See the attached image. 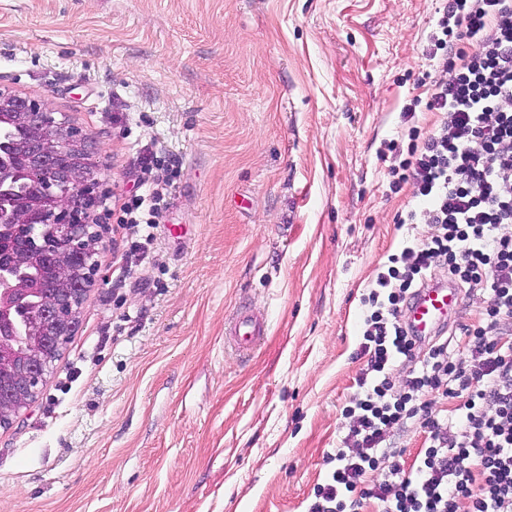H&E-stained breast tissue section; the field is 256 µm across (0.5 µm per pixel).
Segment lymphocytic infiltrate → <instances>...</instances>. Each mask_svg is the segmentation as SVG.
<instances>
[{
    "label": "lymphocytic infiltrate",
    "instance_id": "obj_1",
    "mask_svg": "<svg viewBox=\"0 0 512 512\" xmlns=\"http://www.w3.org/2000/svg\"><path fill=\"white\" fill-rule=\"evenodd\" d=\"M433 38L448 79L427 102L444 113L440 128L399 165L412 181L428 232L390 258L363 317L367 369L344 413L353 417L354 446L314 489L309 512H512V0H448ZM463 47L449 50V38ZM167 207L162 191L134 195L119 224L140 234ZM447 277L481 293V323L463 329L468 360L447 343L421 340L403 320L420 288ZM405 367L402 380L393 376ZM455 403L454 416L432 411V394ZM420 418L429 445L416 466H383L389 428Z\"/></svg>",
    "mask_w": 512,
    "mask_h": 512
}]
</instances>
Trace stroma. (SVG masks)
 <instances>
[{"label": "stroma", "mask_w": 512, "mask_h": 512, "mask_svg": "<svg viewBox=\"0 0 512 512\" xmlns=\"http://www.w3.org/2000/svg\"><path fill=\"white\" fill-rule=\"evenodd\" d=\"M446 0H0V89L81 127L100 268L31 410L0 428V512H307L367 367L362 300L425 235L391 169L437 130ZM176 174L147 253L114 213ZM481 294L461 296L446 338ZM266 320L246 357L225 322Z\"/></svg>", "instance_id": "1"}]
</instances>
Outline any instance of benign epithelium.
I'll use <instances>...</instances> for the list:
<instances>
[{
    "label": "benign epithelium",
    "mask_w": 512,
    "mask_h": 512,
    "mask_svg": "<svg viewBox=\"0 0 512 512\" xmlns=\"http://www.w3.org/2000/svg\"><path fill=\"white\" fill-rule=\"evenodd\" d=\"M97 173L81 128L38 100L0 91V235L24 229L30 242L0 259V428L38 400L78 326L97 273L92 210L107 195ZM20 174L37 177L34 196L18 190ZM43 265L52 288L38 300Z\"/></svg>",
    "instance_id": "1"
}]
</instances>
